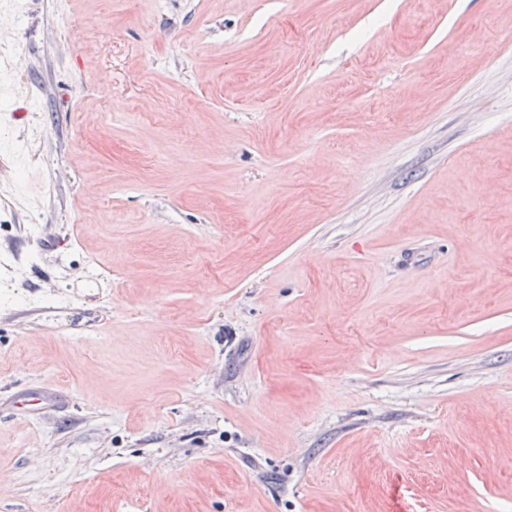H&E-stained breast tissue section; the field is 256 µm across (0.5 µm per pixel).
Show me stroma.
<instances>
[{"mask_svg": "<svg viewBox=\"0 0 512 512\" xmlns=\"http://www.w3.org/2000/svg\"><path fill=\"white\" fill-rule=\"evenodd\" d=\"M0 42V512H512V0Z\"/></svg>", "mask_w": 512, "mask_h": 512, "instance_id": "stroma-1", "label": "stroma"}]
</instances>
